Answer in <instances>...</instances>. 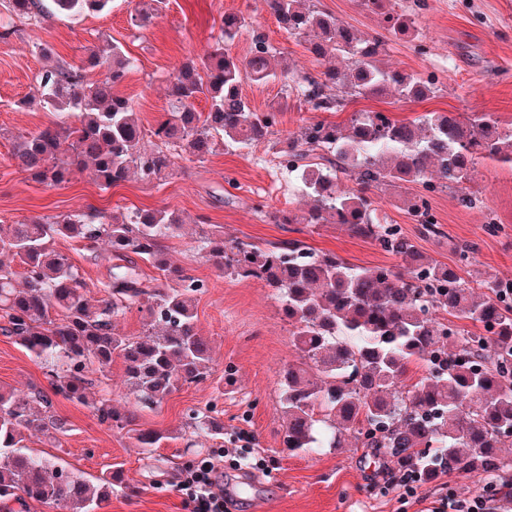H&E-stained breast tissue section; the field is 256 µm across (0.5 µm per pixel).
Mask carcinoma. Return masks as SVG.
<instances>
[{"label": "carcinoma", "mask_w": 512, "mask_h": 512, "mask_svg": "<svg viewBox=\"0 0 512 512\" xmlns=\"http://www.w3.org/2000/svg\"><path fill=\"white\" fill-rule=\"evenodd\" d=\"M110 0H53L66 13L101 12ZM280 29L300 38L323 66L315 75L276 71V52L253 33L241 59L224 50L253 28L239 13L224 15L221 36L200 61L175 71L169 116L144 141L137 112L117 92L131 65L122 46L91 50L80 64L58 61L39 75L43 107L60 120L35 133L13 137L11 158L28 178L47 186L68 183L86 169L103 189L134 173L160 180L184 155L203 158L220 143L236 150L258 143L275 123L242 94L246 81L277 76L316 112H336L348 97L390 94L423 100L435 84L381 65L384 41L363 38L313 0H265ZM14 11L43 19L42 0H10ZM383 28L395 36L415 32L414 21L394 9L383 12ZM348 58L343 68L335 60ZM100 68L102 78L84 73ZM336 89L335 94L326 90ZM203 98L208 111L195 102ZM284 168L295 174L313 206L301 215L280 211V224H340L401 261L399 266H356L299 240L270 247L220 231L205 238V258L220 274L259 280L274 290L283 319L291 326L299 358L280 372L283 447L292 452L342 448L346 438L376 448L401 464L429 472L476 476L506 466L502 449L512 447V282L490 277L484 292L466 286L457 269L426 258L399 225L378 217L369 191L422 182L454 188L472 204L465 184L481 160L512 166V128L485 112H429L397 121L383 112H354L340 127L311 119L288 142ZM318 161H312V158ZM356 187H342V178ZM414 220L434 232L424 196L406 199ZM184 220L167 209L131 215L106 212L62 214L17 224H0V334L21 346L46 371L51 393L0 390V512H26L39 502L56 512H105L114 487L130 493L123 470L110 468L87 481L68 472L57 456L31 453L25 433L53 439L68 431L49 413L50 394L78 402L98 421L125 429L150 453L165 436L136 427L137 408L159 406L179 387L206 382L216 359L197 326L195 278L175 265L165 243L183 234ZM60 238L96 251L105 245L117 263L106 267L104 297L93 300L69 257L54 248ZM149 262L174 288L144 284L131 256ZM146 301L147 329L138 337L114 332V320ZM444 310L481 333L451 328ZM121 359L124 384L135 395L132 408H118L99 393L112 362ZM426 373L403 384L409 365ZM196 430L224 437V422L197 409L187 413Z\"/></svg>", "instance_id": "cac0c4a2"}]
</instances>
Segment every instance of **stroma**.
<instances>
[{
  "label": "stroma",
  "mask_w": 512,
  "mask_h": 512,
  "mask_svg": "<svg viewBox=\"0 0 512 512\" xmlns=\"http://www.w3.org/2000/svg\"><path fill=\"white\" fill-rule=\"evenodd\" d=\"M392 4L415 20L421 38L386 36L379 16L365 10L359 0H317L320 9L334 13L359 35L385 37L382 63L431 77L436 93L420 101L391 95L359 97L345 110L327 114V121L347 125L355 111H381L399 121L426 112H487L512 124V0H392ZM139 7V0H112L110 8L100 13L57 14L38 22L12 14L9 0H0V222L14 224L95 209L125 215L139 209L179 212L186 221L184 234L170 243L168 253L171 261L206 284L196 300L198 327L211 341L217 365L205 383L182 386L160 406L140 410L138 424L165 436L152 454H144L126 432L99 423L89 408L59 396L53 399V412L67 421L66 435L56 446L33 436L29 448L63 458L81 478L121 466L127 482L138 491L131 496L114 490L107 512H191L189 501L177 490L179 476L195 467L207 449L229 447L235 432L245 430L277 471L270 480L225 463L224 494L233 503L232 512H416L402 508L397 492L385 488L384 476L396 462L376 455L374 449L351 442L310 453L283 448L279 371L298 358L289 326L271 288L260 281L224 277L205 259V236L221 230L261 244L295 236L358 266L395 262L338 224L308 225L294 234L287 225L270 221L272 212L299 214L310 205L281 166L280 152L287 148L289 134L297 132L312 113L282 78L243 85L253 109L276 115L264 142L229 152L219 148L201 159L179 161L163 181L133 176L104 191L83 174L50 187L28 179L15 167L13 136L39 131L56 119L53 112L29 101L42 69L53 60L79 63L93 47L115 41L131 59L133 66L119 92L132 100L148 131L166 117L172 74L213 45L224 14L241 13L254 23L253 32L227 43L231 54L248 56L252 35L259 32L275 49L279 67L298 73L321 69L302 41L280 30L264 0H168L160 17L137 28L132 18ZM478 170L467 185L474 206H463L453 190L431 194L438 227L434 234L423 230L404 209V199L422 193L421 183L372 193L379 215L400 224L428 259L452 265L457 247L476 246V263L460 271L474 287L489 275L512 279V166L487 160ZM491 221L498 227L493 234L486 229ZM54 247L79 269L91 296L101 297L109 253L102 249L92 253L63 239ZM228 368L235 372L231 386L222 383ZM1 386L44 390L48 381L24 349L0 335ZM211 406L224 422L220 439L194 433L186 418L188 409Z\"/></svg>",
  "instance_id": "stroma-1"
}]
</instances>
